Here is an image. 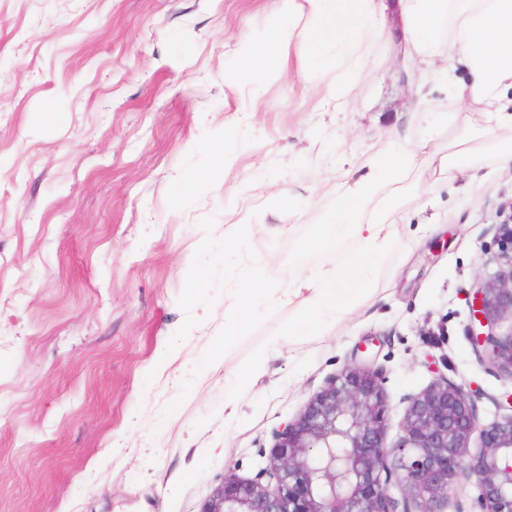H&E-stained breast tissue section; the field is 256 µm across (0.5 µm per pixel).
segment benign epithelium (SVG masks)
<instances>
[{"label": "benign epithelium", "instance_id": "7a95c632", "mask_svg": "<svg viewBox=\"0 0 512 512\" xmlns=\"http://www.w3.org/2000/svg\"><path fill=\"white\" fill-rule=\"evenodd\" d=\"M493 245L497 270L477 284L466 336L479 361L512 378V214ZM383 381L364 363L330 377L274 432L269 464L252 478L227 470L200 512H447L462 483L474 494L455 512H512V413L479 427V395L441 376L408 397L389 445Z\"/></svg>", "mask_w": 512, "mask_h": 512}]
</instances>
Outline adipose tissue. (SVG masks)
<instances>
[{
    "label": "adipose tissue",
    "mask_w": 512,
    "mask_h": 512,
    "mask_svg": "<svg viewBox=\"0 0 512 512\" xmlns=\"http://www.w3.org/2000/svg\"><path fill=\"white\" fill-rule=\"evenodd\" d=\"M288 13L264 43L240 38L245 69L234 80L256 94L276 69L286 68L291 47L304 43L306 60L332 61L337 97L349 99L367 67L388 9L402 21V37L420 62L446 83L458 111L482 113L481 133L462 129L448 152L426 146L386 148L365 164V177L333 191V208L322 234L304 241V251H323L345 238L370 256L387 254L400 238L397 194L383 186L407 180L415 169H431L435 183L459 174L475 179L480 162L512 172V0H287Z\"/></svg>",
    "instance_id": "1"
}]
</instances>
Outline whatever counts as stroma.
<instances>
[{"instance_id":"1","label":"stroma","mask_w":512,"mask_h":512,"mask_svg":"<svg viewBox=\"0 0 512 512\" xmlns=\"http://www.w3.org/2000/svg\"><path fill=\"white\" fill-rule=\"evenodd\" d=\"M284 11L285 0H0V512H200L227 469L266 466L274 432L357 360L383 371L390 444L408 397L439 376L480 393L483 425L512 396L465 334L477 282L495 270L484 250L512 206L511 173L468 189L415 172L401 211L433 231L402 234L378 298L337 334L271 349L233 420L225 376L297 303L200 371L234 303L223 289L170 347L206 235L249 227L279 281L341 260L356 241L301 248L336 183L387 142L444 149L462 126L445 89L417 95L393 18L346 105L299 75V43L289 76L239 95L226 79L240 36L263 37ZM198 174L205 184L181 197Z\"/></svg>"}]
</instances>
